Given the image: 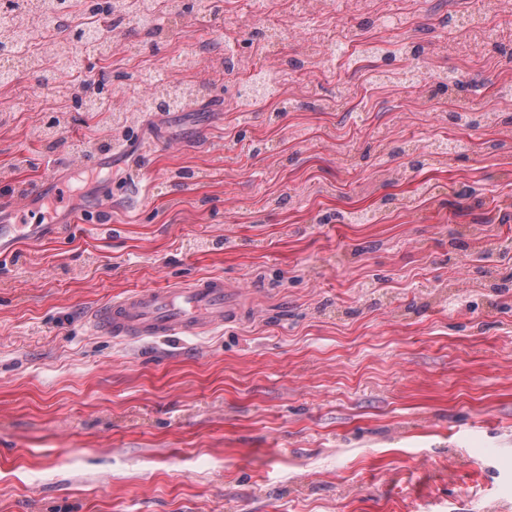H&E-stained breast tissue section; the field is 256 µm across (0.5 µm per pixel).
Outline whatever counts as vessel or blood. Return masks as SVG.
<instances>
[{
    "instance_id": "b4317fda",
    "label": "vessel or blood",
    "mask_w": 512,
    "mask_h": 512,
    "mask_svg": "<svg viewBox=\"0 0 512 512\" xmlns=\"http://www.w3.org/2000/svg\"><path fill=\"white\" fill-rule=\"evenodd\" d=\"M66 190L61 174H53L32 192L22 193V206L0 207V258L27 234H40L38 225L11 223L18 209H32L39 196L59 197ZM244 311L238 291L225 287L218 277L161 288H139L97 307L87 318L98 334L128 339L156 337L195 338L235 321Z\"/></svg>"
}]
</instances>
